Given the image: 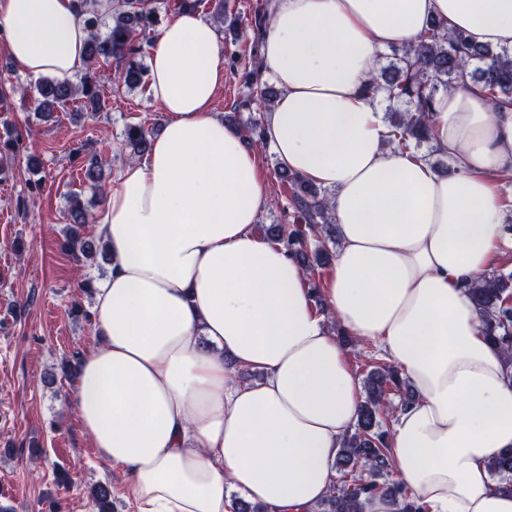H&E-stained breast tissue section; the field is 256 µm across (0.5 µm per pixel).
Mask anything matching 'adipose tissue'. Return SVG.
Here are the masks:
<instances>
[{"mask_svg":"<svg viewBox=\"0 0 512 512\" xmlns=\"http://www.w3.org/2000/svg\"><path fill=\"white\" fill-rule=\"evenodd\" d=\"M512 51V0H272L259 57L280 91L264 118L281 166L331 190L340 246L317 311L309 277L255 230L269 203L258 149L211 108L224 80L216 26L173 15L149 49L168 114L120 172L95 227L112 256L95 290L98 337L75 403L97 457L130 480L136 512H311L361 404L345 347L323 323L379 345L412 404L393 422L392 475L427 512H512L488 462L512 448V366L464 285L504 242L512 106L438 94L444 176L391 148L363 91L383 50L432 21ZM72 0H0V41L33 78L86 70ZM242 369L260 371L241 382Z\"/></svg>","mask_w":512,"mask_h":512,"instance_id":"adipose-tissue-1","label":"adipose tissue"}]
</instances>
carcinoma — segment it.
<instances>
[{"label": "carcinoma", "mask_w": 512, "mask_h": 512, "mask_svg": "<svg viewBox=\"0 0 512 512\" xmlns=\"http://www.w3.org/2000/svg\"><path fill=\"white\" fill-rule=\"evenodd\" d=\"M73 2L89 30L88 67L113 63L120 83L146 86V71L140 59L151 42L149 30L158 24L154 0H110L103 13L95 9L94 0ZM267 10L268 4H257L247 23L253 33L252 58L247 60L235 53L228 57L230 74L241 77L249 90L237 105L240 110L250 111L249 120L239 132L247 143L263 150L267 147L263 140L264 111L279 96V90L264 79L256 54L264 37ZM460 87L480 90L495 107L511 106L512 54L481 45L464 32H451L439 21L430 25L414 45L402 50L394 62L380 69L373 68L365 92L371 96L380 93L382 101L389 104L388 143L397 150L416 153L430 142L429 117L437 94ZM36 91V110L42 118L49 117L75 96L81 112H101L106 108L105 92L90 76L78 86L46 76L37 83ZM124 139L135 155L150 151V133L140 123L127 125ZM101 164V159H91L85 176L94 188L104 192ZM276 176L287 183L288 204L283 213L288 223L269 225L267 237L282 243L309 271L313 301L322 310L320 276L333 260L332 246L336 245V220L329 194L282 167L277 168ZM68 220L63 250L78 263L98 260L111 264L106 243L87 232L92 215L80 202L71 206ZM466 290L483 315L487 337L502 349L512 365V271L495 269L466 284ZM365 388L354 429L344 437L336 455L339 486L331 488L318 505L319 512H362L363 500L377 494L398 502L400 512H425L424 507L409 500L398 483L389 480L393 459L388 419L397 409L390 394L399 395L400 406L405 407L413 401L414 392L389 362L371 365ZM359 467L368 471V478L356 475ZM489 469L499 481H511L512 449L493 456ZM90 492L100 504V512H112L108 485L96 483Z\"/></svg>", "instance_id": "obj_1"}]
</instances>
